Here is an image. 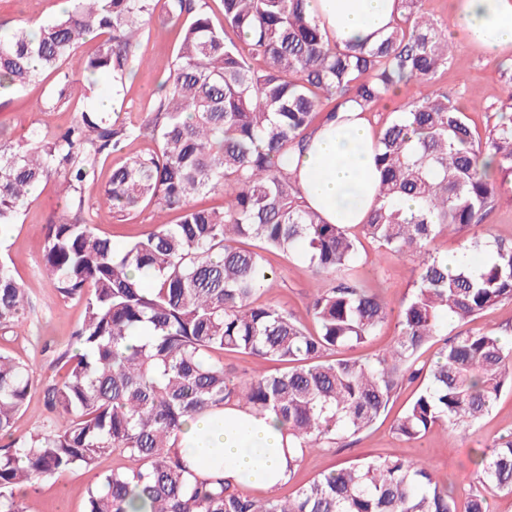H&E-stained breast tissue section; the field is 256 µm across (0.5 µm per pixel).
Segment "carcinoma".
Instances as JSON below:
<instances>
[{"label": "carcinoma", "mask_w": 512, "mask_h": 512, "mask_svg": "<svg viewBox=\"0 0 512 512\" xmlns=\"http://www.w3.org/2000/svg\"><path fill=\"white\" fill-rule=\"evenodd\" d=\"M72 0L38 33L0 22V91H21L59 75L49 105H76L95 78L118 85L133 72L143 27L161 5L181 42L154 108L134 124L98 108L77 109L65 130L0 139V224H13L42 181L62 179L69 215L45 225L43 262L64 301L83 304L76 351L56 358L60 374L44 388L66 424L14 436L35 379L26 362L0 353V512H33L14 494L58 473L93 471L113 453L133 466L98 472L85 512H488L489 496L512 494V432L476 461L472 490L458 504L429 463L377 457L315 479L291 497H256L224 477L201 479L168 452L184 421L236 403L288 423L300 456L370 428L404 383L421 381L393 424L406 441L439 426L464 433L512 389V346L491 331L445 336L450 321H473L512 300V242L471 237L454 270L430 250L451 230L480 224L499 187L479 167L488 152L512 170V117L480 140L461 97L436 83L452 44L421 10L398 0L400 17L378 43L341 48L326 39L306 0ZM97 40L78 58L77 45ZM426 87L378 132L381 205L359 225L380 248L417 258L414 289L397 311L388 351L351 352L392 314L376 288L358 278L361 239L307 207L283 163L310 133L349 103L370 112L402 85ZM334 102L320 116L321 99ZM157 148L112 170L101 197L116 218L142 206L161 220L117 248L95 232L82 187L123 144ZM220 193L221 208L194 197ZM413 206L404 208L401 202ZM173 214L175 220L164 217ZM299 255L316 287L309 329L294 312L254 297L279 277L267 255ZM28 294L0 263V327L19 324ZM443 338L434 360L427 348ZM214 352L247 355L279 368L245 377Z\"/></svg>", "instance_id": "carcinoma-1"}]
</instances>
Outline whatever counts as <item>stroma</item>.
I'll return each mask as SVG.
<instances>
[{"label":"stroma","instance_id":"1","mask_svg":"<svg viewBox=\"0 0 512 512\" xmlns=\"http://www.w3.org/2000/svg\"><path fill=\"white\" fill-rule=\"evenodd\" d=\"M57 2L0 0V20L45 23L57 18ZM178 42V26L164 22L161 16H154L139 38L138 52L145 58V65L135 69L123 86L116 88L111 81H98V99L113 104L122 118L141 122L152 107L158 84L169 72ZM511 67L512 53L474 50L466 36L460 34L454 39L452 56L438 82L460 94L470 107L471 123L478 131L485 132L501 114L512 113V101L503 93L502 78L503 71ZM55 82L54 76L46 74L20 92L1 95L0 137L15 140L34 128L51 134L68 126L75 116L74 110L55 109L46 104ZM495 179L500 187L495 206L478 229L451 231L438 237L434 246L440 254L455 255L461 243L475 233L512 240V174L499 172ZM65 213V200L57 179L44 181L30 196L27 209L11 226L9 236L0 241V259L10 264L29 296V307L20 326L0 334V351L27 362L37 383L14 425V433L18 436L27 435L43 421H56V414L45 406L40 385L55 375L54 361L58 354L69 348L72 332L82 318L81 304L59 300L43 274L45 226ZM95 222L101 234L121 247L130 237L151 229L154 212L149 207L141 208L120 222L109 210L102 208ZM271 261L280 268L281 275L271 288L261 293L260 302L277 304L298 316H305L313 282L307 265L277 255L272 256ZM415 266L410 255L367 244L360 249L357 274L376 284L384 301L395 309L413 287ZM417 389L414 383L404 385L391 400L387 415L371 428L348 437L336 447L306 454L294 478L278 488V496L293 494L319 474L373 456L426 459L441 481L463 489L473 476L478 453L493 447L500 435L512 432V389L504 390L492 411L466 434L454 435L439 428L420 440L408 442L396 437L391 425ZM92 480V473L85 470L68 471L29 488L26 499L36 512H84L86 490Z\"/></svg>","mask_w":512,"mask_h":512}]
</instances>
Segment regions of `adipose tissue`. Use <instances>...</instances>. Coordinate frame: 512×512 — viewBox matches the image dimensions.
Listing matches in <instances>:
<instances>
[{
    "mask_svg": "<svg viewBox=\"0 0 512 512\" xmlns=\"http://www.w3.org/2000/svg\"><path fill=\"white\" fill-rule=\"evenodd\" d=\"M308 10L337 45L380 40L399 15L397 0H309ZM453 24L477 50L512 51V0H461ZM377 140L368 113L320 125L294 153L289 172L307 205L332 224L364 223L378 206ZM272 412L227 406L199 417L176 447L199 475L221 469L227 483L271 493L288 477L297 456Z\"/></svg>",
    "mask_w": 512,
    "mask_h": 512,
    "instance_id": "obj_1",
    "label": "adipose tissue"
}]
</instances>
